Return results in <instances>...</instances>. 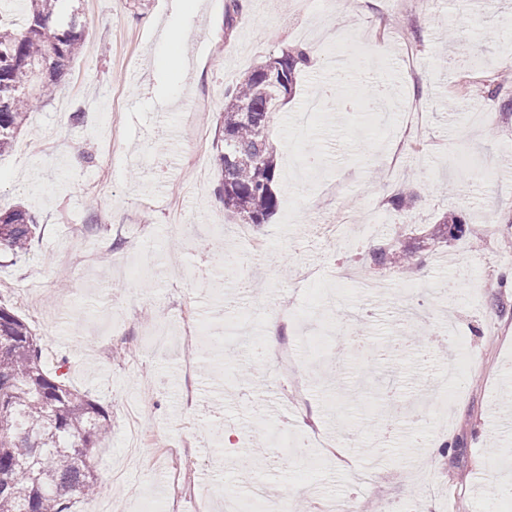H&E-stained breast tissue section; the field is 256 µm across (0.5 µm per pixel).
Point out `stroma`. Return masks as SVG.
Listing matches in <instances>:
<instances>
[{
	"label": "stroma",
	"instance_id": "35a3bbf8",
	"mask_svg": "<svg viewBox=\"0 0 512 512\" xmlns=\"http://www.w3.org/2000/svg\"><path fill=\"white\" fill-rule=\"evenodd\" d=\"M227 2L82 0L80 54L0 156V211L25 206L39 225L28 254L0 257V300L52 350L46 366L66 358L70 383L112 417L94 458L102 512H143L149 499L190 512L193 491L204 512H225L258 486L288 512L326 498L350 512L372 498L383 512H512V429L492 425L512 413V288L500 283L512 274V83L469 94L512 70V0H242L230 27ZM176 19L177 71L162 38ZM360 42L387 91L375 110L362 105L367 83L336 82L333 56L355 71ZM296 46L311 61L268 130L279 208L254 229L270 261L215 273L218 245L244 247L218 192L225 94ZM414 102L425 118L400 138ZM418 181L427 190L394 209ZM174 199L184 235L169 228ZM449 213L461 232L422 248ZM387 239L415 249L420 271L367 264ZM17 288L43 318L18 307ZM188 308L205 342L144 343L147 326L179 328ZM273 341L292 349L303 400L261 358Z\"/></svg>",
	"mask_w": 512,
	"mask_h": 512
}]
</instances>
